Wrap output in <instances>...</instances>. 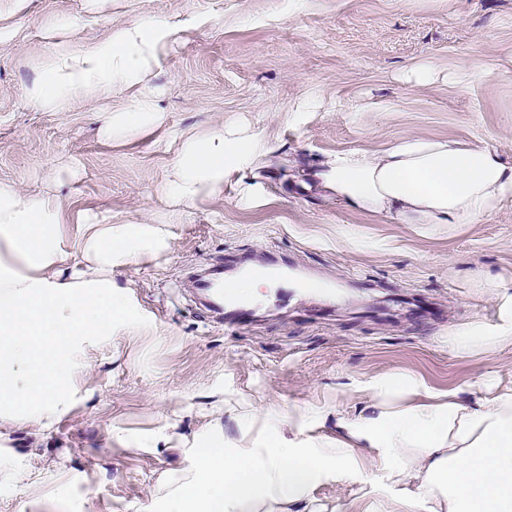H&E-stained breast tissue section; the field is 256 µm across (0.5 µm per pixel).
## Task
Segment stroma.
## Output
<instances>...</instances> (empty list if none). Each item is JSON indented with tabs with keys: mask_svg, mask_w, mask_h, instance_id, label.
<instances>
[{
	"mask_svg": "<svg viewBox=\"0 0 512 512\" xmlns=\"http://www.w3.org/2000/svg\"><path fill=\"white\" fill-rule=\"evenodd\" d=\"M83 6L30 0L0 24V181L58 195L72 222L108 210L120 222L168 224L157 187L181 139L224 126L272 147L258 164L267 199L196 203L169 224L167 248L113 269L129 316L82 358L85 400L41 440L18 430L0 450V512H163L161 486L209 422L229 440L253 439L260 414L307 408L331 434L376 374L411 371L474 394L488 378L512 381L511 351L461 359L447 343L460 325L495 322L497 289L512 292V199L431 233L297 185L300 170L330 154L375 152L403 135L480 144L512 164V0H117L107 19ZM58 17L81 18L78 39L142 17L184 26L149 75L157 129L103 142L119 95L70 112L30 105ZM429 60L436 80L415 84L411 70ZM69 164L80 178L57 180ZM264 254L331 293L274 280L247 329L225 333L192 276ZM142 432L170 439L149 449L115 440Z\"/></svg>",
	"mask_w": 512,
	"mask_h": 512,
	"instance_id": "obj_1",
	"label": "stroma"
}]
</instances>
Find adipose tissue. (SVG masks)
Masks as SVG:
<instances>
[{"mask_svg":"<svg viewBox=\"0 0 512 512\" xmlns=\"http://www.w3.org/2000/svg\"><path fill=\"white\" fill-rule=\"evenodd\" d=\"M69 31L65 21L48 27L50 38L66 43L28 89L31 105L68 112L83 100L122 95L101 138L121 142L155 130L161 114L146 82L179 26L127 21L110 25L103 39L75 42ZM268 152L244 130L184 139L159 187L171 207L164 225L116 222L108 210L72 224L57 197L0 183V443L18 428L49 431L80 402L76 360L127 311L113 268L165 247L182 207L220 194L242 203L257 197L262 187L246 175ZM308 179L354 210L400 224H466L512 198V164L495 151L415 135L377 152L329 155ZM70 244L78 262L65 276ZM448 347L462 359L512 349V296L495 322L449 331ZM358 392L362 407L337 414L332 436L319 433L316 412L304 411L286 425L264 414L260 438L243 445L227 444L219 429L194 441L186 468L164 491V512H334L317 497L321 486L375 480L387 494L355 495L358 512H512V384L491 381L465 398L402 371L374 375Z\"/></svg>","mask_w":512,"mask_h":512,"instance_id":"1","label":"adipose tissue"}]
</instances>
